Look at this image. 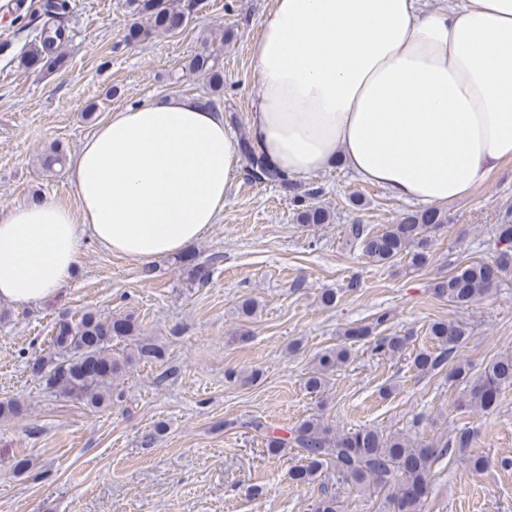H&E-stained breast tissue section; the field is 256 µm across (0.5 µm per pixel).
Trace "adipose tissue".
I'll use <instances>...</instances> for the list:
<instances>
[{"instance_id": "adipose-tissue-1", "label": "adipose tissue", "mask_w": 512, "mask_h": 512, "mask_svg": "<svg viewBox=\"0 0 512 512\" xmlns=\"http://www.w3.org/2000/svg\"><path fill=\"white\" fill-rule=\"evenodd\" d=\"M251 51L248 133L290 178L339 161L430 207L512 161V0H273ZM241 172L235 134L199 98L113 111L71 159L75 205L42 198L0 220V299L53 296L87 237L143 266L178 254Z\"/></svg>"}]
</instances>
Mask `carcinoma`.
<instances>
[{"label": "carcinoma", "mask_w": 512, "mask_h": 512, "mask_svg": "<svg viewBox=\"0 0 512 512\" xmlns=\"http://www.w3.org/2000/svg\"><path fill=\"white\" fill-rule=\"evenodd\" d=\"M128 3L132 22L121 40L126 47L151 37L182 32L195 6L194 0H128ZM43 9L46 21L29 49L20 56V65L25 70L36 66L53 67L62 59L59 46L65 40L70 0H45ZM185 68L207 75L212 94L218 96L224 90L219 55L209 49L208 44H203L202 50ZM238 148L248 179L278 187L298 207L299 223L330 222L331 214L327 209L308 203L314 192L274 168L247 135L239 137ZM38 161L43 171L51 173L63 167L66 153L62 146L52 143L43 150ZM447 223L448 213L439 207L406 213L399 223L390 224L380 232H367L359 224L352 227V232L361 240L362 252L371 261L386 265L405 257L418 267L428 259L431 234ZM497 233L502 248L495 260L474 261L448 273L435 284V295L456 308H467L490 295L502 275L512 270V224L497 225ZM388 320L389 316L381 313L370 324L344 329L343 337L354 343L371 337L376 353L390 359L399 358L409 349V336L374 335V330ZM139 330L137 318L131 313L113 318H103L89 309L77 317L63 314L56 323L48 354L29 361V372L46 388L65 398L81 400L93 407L110 404L122 398L118 387L127 365L135 359L158 362L163 358L159 347L138 339ZM429 336L434 347L416 351L412 357L413 369L423 376L446 372L449 382L465 385L461 405L486 414L494 413L502 395L512 389V354L500 355L489 361L481 372L474 373L469 362L458 359L459 349L468 340L464 323L435 321L429 326ZM116 339L134 342V350L126 356H115L112 341ZM350 357L351 350L345 345L321 352L304 379L305 389L311 394L324 393L329 376ZM245 426L264 436L272 454L288 447L299 449L301 463L290 471L294 483L312 484L321 480L324 471L331 469L338 484L348 485L361 495L383 496L385 512H422L430 493L434 465L455 450L465 455L464 461L473 470H481L487 464L484 457L467 453L474 440V431L469 427L459 428L449 437L438 436L423 443L403 433L384 432L374 427L340 432L319 417L301 421L290 429L288 438L269 433V426L260 418L251 419ZM311 512H342L339 493L321 485Z\"/></svg>", "instance_id": "1"}]
</instances>
